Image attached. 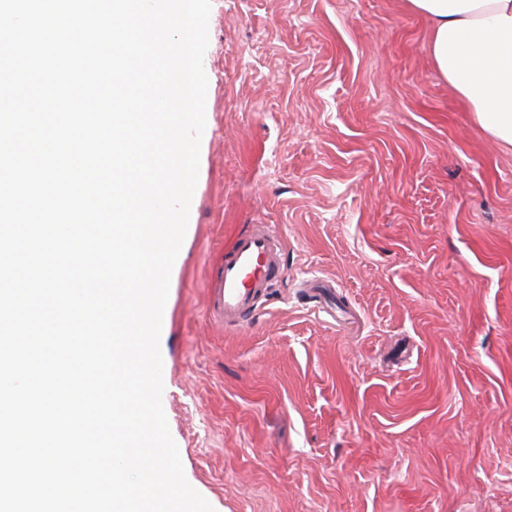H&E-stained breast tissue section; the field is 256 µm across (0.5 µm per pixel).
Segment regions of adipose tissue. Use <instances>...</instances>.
Here are the masks:
<instances>
[{
    "instance_id": "obj_1",
    "label": "adipose tissue",
    "mask_w": 512,
    "mask_h": 512,
    "mask_svg": "<svg viewBox=\"0 0 512 512\" xmlns=\"http://www.w3.org/2000/svg\"><path fill=\"white\" fill-rule=\"evenodd\" d=\"M431 25L429 54L486 134L512 148V0H408Z\"/></svg>"
}]
</instances>
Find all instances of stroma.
Returning <instances> with one entry per match:
<instances>
[{"instance_id": "1", "label": "stroma", "mask_w": 512, "mask_h": 512, "mask_svg": "<svg viewBox=\"0 0 512 512\" xmlns=\"http://www.w3.org/2000/svg\"><path fill=\"white\" fill-rule=\"evenodd\" d=\"M208 34L160 337L188 483L214 512H512V150L404 0H211ZM252 224L284 267L229 330L204 284Z\"/></svg>"}]
</instances>
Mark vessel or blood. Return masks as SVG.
Here are the masks:
<instances>
[{
  "mask_svg": "<svg viewBox=\"0 0 512 512\" xmlns=\"http://www.w3.org/2000/svg\"><path fill=\"white\" fill-rule=\"evenodd\" d=\"M280 231L256 224L238 234L223 262L205 283L214 312L225 327L239 329L254 318L258 303L278 282L283 265Z\"/></svg>",
  "mask_w": 512,
  "mask_h": 512,
  "instance_id": "1",
  "label": "vessel or blood"
}]
</instances>
